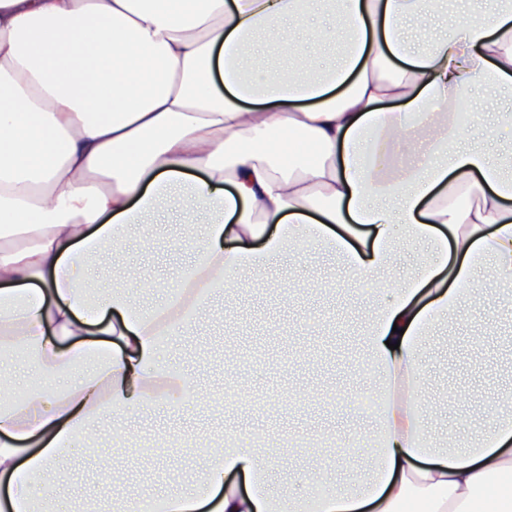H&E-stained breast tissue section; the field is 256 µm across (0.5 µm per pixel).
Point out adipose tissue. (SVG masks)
<instances>
[{
	"instance_id": "1",
	"label": "adipose tissue",
	"mask_w": 512,
	"mask_h": 512,
	"mask_svg": "<svg viewBox=\"0 0 512 512\" xmlns=\"http://www.w3.org/2000/svg\"><path fill=\"white\" fill-rule=\"evenodd\" d=\"M431 3L0 0V346L32 350L29 375L64 383L35 398L0 386L10 512H56L38 487L58 484L103 410L180 401L188 379L161 366L175 328L245 270L293 252L303 228L352 281L386 295L365 342L386 389L403 395L379 414L373 465L360 490L290 500L266 487L272 448L233 436L166 512H512V415L473 405L446 442L430 436L418 397L431 328L494 305L480 260L512 288V174L454 119L477 81L512 92V6L482 21L459 13L418 47L412 26ZM316 6L339 26L311 22ZM304 24L316 46L344 35L328 70L283 38ZM275 33L294 69H255ZM173 193L212 215L176 288L149 310L119 278L110 299L88 300L89 260L121 250ZM415 243L429 256L399 277L397 248ZM92 330L113 342L104 368L82 373Z\"/></svg>"
}]
</instances>
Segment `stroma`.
<instances>
[{
	"label": "stroma",
	"instance_id": "35a3bbf8",
	"mask_svg": "<svg viewBox=\"0 0 512 512\" xmlns=\"http://www.w3.org/2000/svg\"><path fill=\"white\" fill-rule=\"evenodd\" d=\"M469 104L480 111L484 126L474 132V143L492 158L512 152V125L497 115L512 113V96L474 85ZM208 211L189 215L170 202L143 218L156 240L145 250L139 236H131L115 264H91L87 276L100 299L111 293L114 267L134 272L127 283L132 296L155 304L177 284L179 271L195 257L192 248L178 245L181 226L193 222L205 232ZM264 288L240 298L216 294L209 307L180 332L163 354L166 369L187 376L192 388L211 397V408L192 398L158 408L150 414L129 412L125 432H118L111 415L92 424V431L74 443L68 465L70 480L53 490L59 512H100L109 501V489L99 480L109 472L115 482L135 483L142 498L162 497L180 489L181 478H193L203 466L200 446L223 438L220 418L226 410L225 390L236 389L239 424L243 435L260 440L293 438L321 433L333 450L327 461L335 476L350 487L360 485V472L351 470L344 450L355 429L373 436L367 415L352 413L347 405L360 394H379L380 376L371 367L361 345L368 305L354 307L356 288L339 259L310 249L307 256L262 273ZM512 308L493 313L460 309L428 338L432 376L423 389L427 421L435 435H443L464 408L448 413L441 406L448 393L460 392L462 400L495 399L512 385ZM234 365L236 376L225 373ZM159 448L150 466H143V452ZM271 486L281 495L314 489L329 492L332 486L307 459L294 467L273 465Z\"/></svg>",
	"mask_w": 512,
	"mask_h": 512
}]
</instances>
